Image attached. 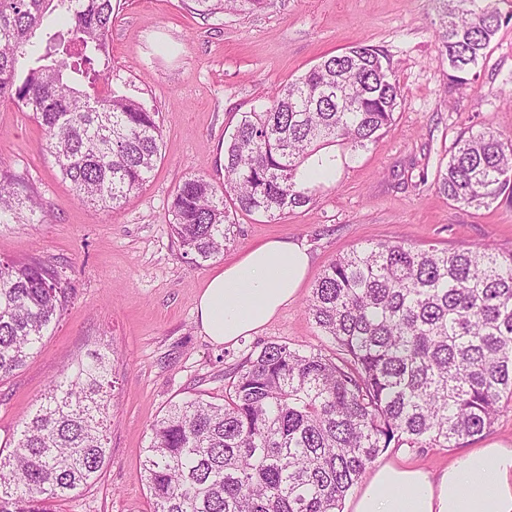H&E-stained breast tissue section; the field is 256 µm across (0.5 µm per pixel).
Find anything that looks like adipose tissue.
Wrapping results in <instances>:
<instances>
[{
    "instance_id": "1",
    "label": "adipose tissue",
    "mask_w": 512,
    "mask_h": 512,
    "mask_svg": "<svg viewBox=\"0 0 512 512\" xmlns=\"http://www.w3.org/2000/svg\"><path fill=\"white\" fill-rule=\"evenodd\" d=\"M309 265L306 247L289 239L247 249L206 279L195 306L202 333L225 344L258 331L295 297ZM349 512H512V448H471L435 473L383 463Z\"/></svg>"
}]
</instances>
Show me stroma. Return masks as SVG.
Masks as SVG:
<instances>
[{"mask_svg":"<svg viewBox=\"0 0 512 512\" xmlns=\"http://www.w3.org/2000/svg\"><path fill=\"white\" fill-rule=\"evenodd\" d=\"M436 5L266 0L258 9L236 4L204 17L190 0H112L111 83L155 108L163 130L150 181L114 211L82 203L42 151L31 113L0 104V157L21 176L23 192L46 204L38 223L0 224V258H41L75 286L39 352L0 382V448H9L64 366L97 348L118 356L108 459L58 512H150L141 460L153 422L172 402H222L229 377L256 343L324 344L305 305L337 255L377 241L512 252L511 203L462 207L434 186L457 139L487 129L512 134V23L486 50L476 82L457 86L437 59ZM359 44L382 47L390 59L404 96L393 125L368 150L352 155L333 145L347 161L308 205L275 221L238 214L223 257L192 264L169 229L175 188L199 169L218 179L220 147L241 113L261 110L277 89ZM271 238L308 248L311 263L297 296L258 332L212 342L195 319L207 276ZM457 450L391 447L379 460L436 472Z\"/></svg>","mask_w":512,"mask_h":512,"instance_id":"35a3bbf8","label":"stroma"}]
</instances>
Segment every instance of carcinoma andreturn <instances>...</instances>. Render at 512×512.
I'll return each instance as SVG.
<instances>
[{
    "label": "carcinoma",
    "mask_w": 512,
    "mask_h": 512,
    "mask_svg": "<svg viewBox=\"0 0 512 512\" xmlns=\"http://www.w3.org/2000/svg\"><path fill=\"white\" fill-rule=\"evenodd\" d=\"M229 0H193L203 16ZM438 59L457 85L501 26L490 0H439ZM112 0H0V103L32 113L47 153L78 199L117 210L152 177L159 113L109 88ZM402 98L384 50L357 45L243 112L224 143L223 183L198 172L176 188L170 227L194 264L234 236L230 210L272 220L309 204L300 167L324 146L366 150ZM0 163V223L32 224L42 203ZM463 207L512 203V137L457 141L436 181ZM67 287L43 262L0 259V380L37 353ZM335 347H254L224 402L170 404L151 425L141 474L152 512H342L387 448H456L512 403V254L486 246L418 249L369 243L331 261L305 306ZM115 358L95 349L49 383L0 448V512H53L107 458Z\"/></svg>",
    "instance_id": "cac0c4a2"
}]
</instances>
